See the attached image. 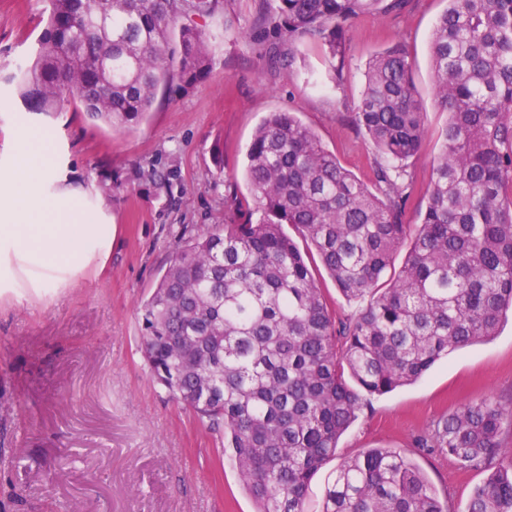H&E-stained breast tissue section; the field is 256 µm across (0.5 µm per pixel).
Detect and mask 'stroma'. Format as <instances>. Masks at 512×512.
<instances>
[{
	"instance_id": "35a3bbf8",
	"label": "stroma",
	"mask_w": 512,
	"mask_h": 512,
	"mask_svg": "<svg viewBox=\"0 0 512 512\" xmlns=\"http://www.w3.org/2000/svg\"><path fill=\"white\" fill-rule=\"evenodd\" d=\"M263 0H223L201 20L210 73L189 89L159 91L142 122L113 129L69 101L33 112L20 77L47 25L42 0H0V169L18 125L53 132L55 178L86 192L112 226V250L53 288L19 277L0 288V503L7 512H254L236 469L220 458L223 433L156 385L139 351V307L179 238L223 223L228 196L250 199L243 168L256 127L286 111L309 126L343 167L374 181L375 151L352 121L372 56L405 41L428 133L407 171L417 224L447 115L434 94L429 38L448 0H404L345 30L334 75L319 41L272 60L260 29ZM512 399V315L492 340L437 362L417 383L371 398L313 478L307 507L320 512L339 459L369 448L405 451L448 512H463L487 471L463 469L421 439L461 404Z\"/></svg>"
}]
</instances>
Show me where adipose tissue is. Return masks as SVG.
<instances>
[{
    "mask_svg": "<svg viewBox=\"0 0 512 512\" xmlns=\"http://www.w3.org/2000/svg\"><path fill=\"white\" fill-rule=\"evenodd\" d=\"M50 143L49 132L18 129L13 165L0 173V251L74 276L90 258L110 250L112 227L86 209L82 189L47 193Z\"/></svg>",
    "mask_w": 512,
    "mask_h": 512,
    "instance_id": "adipose-tissue-1",
    "label": "adipose tissue"
}]
</instances>
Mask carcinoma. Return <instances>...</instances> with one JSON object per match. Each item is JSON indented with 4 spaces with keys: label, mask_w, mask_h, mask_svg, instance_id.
Here are the masks:
<instances>
[{
    "label": "carcinoma",
    "mask_w": 512,
    "mask_h": 512,
    "mask_svg": "<svg viewBox=\"0 0 512 512\" xmlns=\"http://www.w3.org/2000/svg\"><path fill=\"white\" fill-rule=\"evenodd\" d=\"M382 0H275L258 17L280 47L317 39L344 64L345 28ZM222 0H46L47 28L25 95L36 112L67 97L110 127L146 118L157 92L210 72L195 18ZM435 96L448 113L416 227L402 176L426 133L403 45L372 56L354 121L376 152L374 187L291 112L256 128L250 203L180 242L140 307L141 355L157 384L224 430V458L254 512H307L313 476L371 396L421 379L440 359L497 334L512 309V0H448L430 41ZM306 243L301 251L285 232ZM411 239L388 287L379 281ZM349 302L335 323L312 264ZM512 404L469 402L431 442L464 469L491 470L465 512H512ZM320 512H447L406 453L344 459Z\"/></svg>",
    "instance_id": "cac0c4a2"
}]
</instances>
